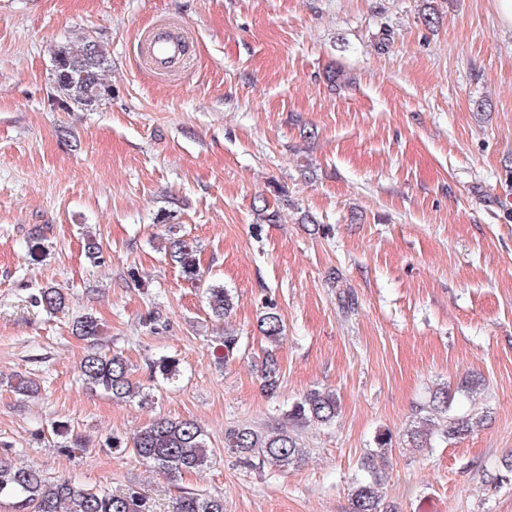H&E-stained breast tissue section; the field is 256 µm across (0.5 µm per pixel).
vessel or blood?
Here are the masks:
<instances>
[{"mask_svg":"<svg viewBox=\"0 0 512 512\" xmlns=\"http://www.w3.org/2000/svg\"><path fill=\"white\" fill-rule=\"evenodd\" d=\"M192 38L188 26L168 19L157 20L137 44L144 69L179 79L191 69Z\"/></svg>","mask_w":512,"mask_h":512,"instance_id":"vessel-or-blood-1","label":"vessel or blood"}]
</instances>
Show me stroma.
<instances>
[{"instance_id": "35a3bbf8", "label": "stroma", "mask_w": 512, "mask_h": 512, "mask_svg": "<svg viewBox=\"0 0 512 512\" xmlns=\"http://www.w3.org/2000/svg\"><path fill=\"white\" fill-rule=\"evenodd\" d=\"M160 18L193 29L184 79L138 65V34ZM82 35L111 61L112 97L69 112L52 52ZM173 224L231 294L224 321L157 251ZM46 286L65 312L35 306ZM268 300L285 327L272 396ZM87 312L99 343L71 332ZM227 329L239 350L220 367ZM95 350L143 383L162 356L180 374L149 404L116 403L80 380ZM16 374L39 397L13 392ZM473 374L484 384L457 409L484 411L483 427L413 448L431 391ZM314 389L340 415L298 429L302 463L225 453L226 428L285 426ZM159 417L202 425L213 462L172 481L107 448ZM382 431L391 512H512V29L495 0H0V453L51 481L139 491L157 512L185 492L223 493L224 512H350Z\"/></svg>"}]
</instances>
